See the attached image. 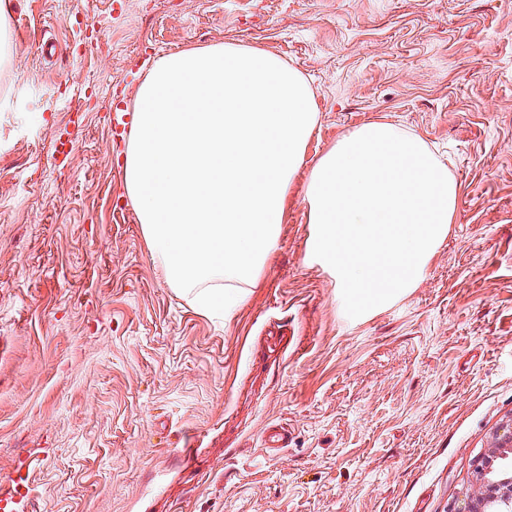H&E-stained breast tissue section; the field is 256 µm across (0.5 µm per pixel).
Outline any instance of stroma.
<instances>
[{
  "mask_svg": "<svg viewBox=\"0 0 512 512\" xmlns=\"http://www.w3.org/2000/svg\"><path fill=\"white\" fill-rule=\"evenodd\" d=\"M0 27V482L30 512H449L512 425V0H10ZM257 46L318 125L242 305L154 261L111 107L170 53ZM83 125L65 162L51 139ZM370 121L462 186L416 288L355 319L306 251L309 165ZM286 424L269 455L263 428ZM30 483V466L26 469L25 465L21 464L10 476L7 485L0 486V502H5L6 505L14 504L15 512H28Z\"/></svg>",
  "mask_w": 512,
  "mask_h": 512,
  "instance_id": "stroma-1",
  "label": "stroma"
}]
</instances>
